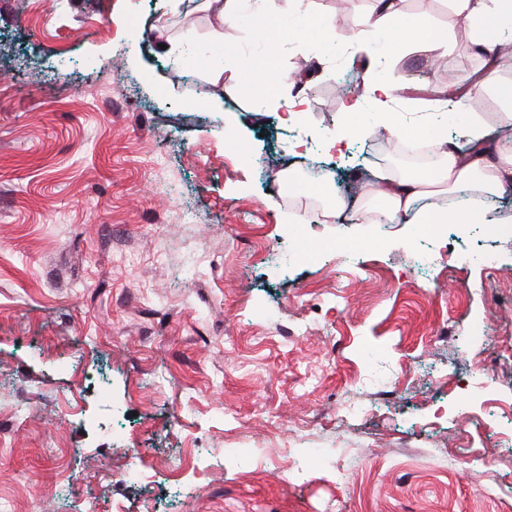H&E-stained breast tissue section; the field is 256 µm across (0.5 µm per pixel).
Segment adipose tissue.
<instances>
[{
    "label": "adipose tissue",
    "instance_id": "ef3b65f1",
    "mask_svg": "<svg viewBox=\"0 0 512 512\" xmlns=\"http://www.w3.org/2000/svg\"><path fill=\"white\" fill-rule=\"evenodd\" d=\"M481 104L477 95H467L460 105L472 113L470 124L463 127L460 136L471 149L459 152L447 138H439L435 153L439 158L436 167L420 174L404 172L397 168L377 173L381 190L370 191L366 208H380L388 222L407 224H476L485 222V214L474 208L454 210L432 208L423 210L417 203L433 194H450L465 188L484 193H497L512 184V153L496 149L476 111Z\"/></svg>",
    "mask_w": 512,
    "mask_h": 512
}]
</instances>
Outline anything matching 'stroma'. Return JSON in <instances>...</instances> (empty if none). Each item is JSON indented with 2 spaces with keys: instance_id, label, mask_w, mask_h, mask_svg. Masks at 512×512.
I'll list each match as a JSON object with an SVG mask.
<instances>
[{
  "instance_id": "obj_1",
  "label": "stroma",
  "mask_w": 512,
  "mask_h": 512,
  "mask_svg": "<svg viewBox=\"0 0 512 512\" xmlns=\"http://www.w3.org/2000/svg\"><path fill=\"white\" fill-rule=\"evenodd\" d=\"M374 9L307 0L285 43L207 0H0V512H512V232L485 270L462 260L481 225L339 224L281 192L315 164L360 204L394 163L373 137L325 149L374 105L363 73L325 89L348 41L305 97L318 151H284L282 113L253 109L246 72L272 55L292 75L311 32ZM424 17L447 50H403ZM187 23L223 72L159 54ZM387 34L407 132L484 70L452 0H402ZM293 237L306 257L272 263ZM484 378L496 401L475 399ZM348 400L367 414L341 418ZM138 453L150 482L121 477Z\"/></svg>"
}]
</instances>
